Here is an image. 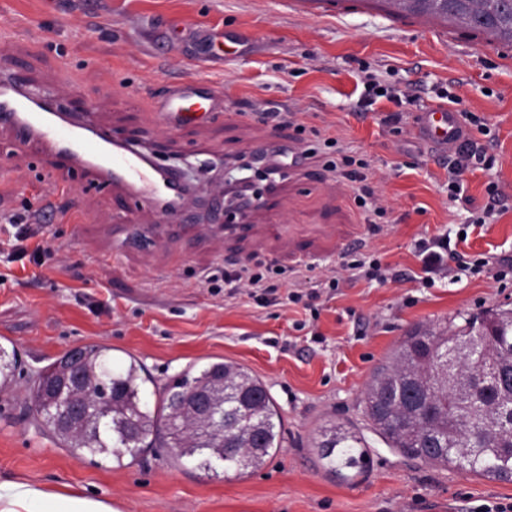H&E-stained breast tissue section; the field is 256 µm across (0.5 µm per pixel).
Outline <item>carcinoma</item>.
<instances>
[{"instance_id":"1","label":"carcinoma","mask_w":512,"mask_h":512,"mask_svg":"<svg viewBox=\"0 0 512 512\" xmlns=\"http://www.w3.org/2000/svg\"><path fill=\"white\" fill-rule=\"evenodd\" d=\"M419 15H439L472 33H490L512 43V0H391ZM477 342L457 361V380L436 377L422 362L459 340ZM106 345L80 349L78 364L65 352L28 388L40 427L65 448L112 458L119 467L146 449H171L179 462L212 469L224 454V471L239 475L261 468L279 448L281 419L262 381L244 365L226 359L192 366L150 401V378L134 357L114 363ZM512 369V310H501L449 336L415 329L377 366L365 392L367 414L391 447L430 465H452L472 474L512 481V396L501 375ZM78 374L87 415L80 424L62 420L65 398L48 396L49 383ZM224 384V432L204 435L186 407L187 397ZM314 447L336 476L359 475L367 453L363 439L341 426L322 431Z\"/></svg>"}]
</instances>
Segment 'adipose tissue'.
Instances as JSON below:
<instances>
[{"mask_svg":"<svg viewBox=\"0 0 512 512\" xmlns=\"http://www.w3.org/2000/svg\"><path fill=\"white\" fill-rule=\"evenodd\" d=\"M0 512H116L111 504L76 493L63 494L26 481L0 485Z\"/></svg>","mask_w":512,"mask_h":512,"instance_id":"ef3b65f1","label":"adipose tissue"}]
</instances>
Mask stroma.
<instances>
[{"label": "stroma", "mask_w": 512, "mask_h": 512, "mask_svg": "<svg viewBox=\"0 0 512 512\" xmlns=\"http://www.w3.org/2000/svg\"><path fill=\"white\" fill-rule=\"evenodd\" d=\"M30 18L33 30L0 35V67L49 91L59 109L128 137L163 166L181 169L213 195L180 225L144 248L117 224L111 190L80 175L44 177L40 144H17L0 129V212L52 203L44 236L51 259L0 254V345L16 354L11 393L0 395V484L26 480L77 491L117 512H479L512 505V481L411 460L390 448L365 412L374 368L417 326L450 332L465 320L512 309V45L456 29L452 22L387 14L380 0H0V24ZM410 97L369 98V79ZM177 84L205 85L224 109L170 130L149 110ZM484 118L468 127L486 165L460 182L482 209L499 192L492 224L472 228L459 251L486 259L457 279H426L416 245L457 233L467 210L448 196V164L416 132L427 106L447 93ZM287 113L274 128L265 113ZM305 134H298V126ZM338 138L370 165L385 209L379 232L365 224L352 186L324 154L274 175L244 232H224L226 168L270 148L304 151L314 133ZM471 208V209H472ZM208 225L197 233V225ZM379 258V282L342 267L340 254ZM305 263L300 289L317 292L311 310L289 303L291 285L271 305L247 293L214 292L204 271L230 264ZM337 278V289L326 288ZM111 347L137 357L164 387L190 366L232 359L266 386L281 416L280 449L252 473L217 476L152 448L133 464L74 456L36 423L28 381L75 346ZM363 437L366 471L348 482L312 448L322 426Z\"/></svg>", "instance_id": "1"}]
</instances>
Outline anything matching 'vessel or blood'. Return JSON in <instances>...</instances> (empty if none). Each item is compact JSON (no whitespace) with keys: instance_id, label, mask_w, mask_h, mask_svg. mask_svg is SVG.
<instances>
[{"instance_id":"obj_1","label":"vessel or blood","mask_w":512,"mask_h":512,"mask_svg":"<svg viewBox=\"0 0 512 512\" xmlns=\"http://www.w3.org/2000/svg\"><path fill=\"white\" fill-rule=\"evenodd\" d=\"M223 107L218 92L175 86L159 111L174 127L194 117L197 109L214 112ZM1 125L13 130L18 143H41L53 168L86 175L99 187L124 193L136 205L152 210L160 225L175 222L194 194L178 169L157 164L134 143L113 138L92 122L58 111L48 97L5 72L0 73ZM419 129L429 142L447 148L465 136L458 113L442 105L421 112Z\"/></svg>"}]
</instances>
